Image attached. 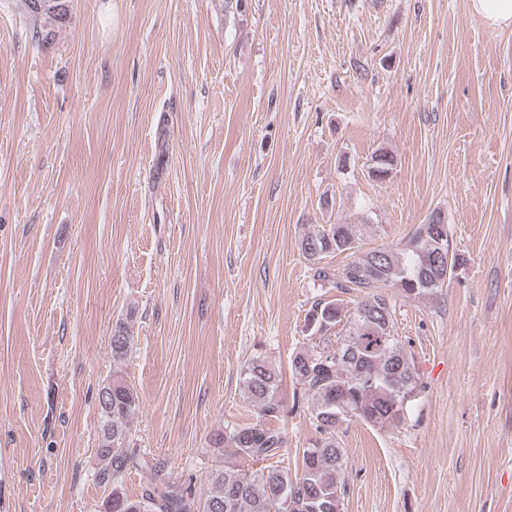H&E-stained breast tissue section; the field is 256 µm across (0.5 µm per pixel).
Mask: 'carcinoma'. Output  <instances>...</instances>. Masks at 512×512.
<instances>
[{
	"label": "carcinoma",
	"mask_w": 512,
	"mask_h": 512,
	"mask_svg": "<svg viewBox=\"0 0 512 512\" xmlns=\"http://www.w3.org/2000/svg\"><path fill=\"white\" fill-rule=\"evenodd\" d=\"M30 2L21 0V8L35 22L62 25L72 9V0H45L46 6L37 10ZM393 166L394 157L381 151L372 158L370 174L383 181ZM301 250L312 265L314 281L341 293L366 294L353 308L341 299L319 301L306 316L313 343L294 354L290 370L301 385L297 401L307 405L320 438L303 450L301 473L292 477L273 465L255 471L225 465L211 470V490L203 500L169 482L128 497L123 478L128 466L141 460L124 445L140 401L134 387L117 376L98 392V475L112 482L104 512H342L347 459L336 441V429L346 421L376 428L400 425L407 402L422 387L397 334L392 298L384 289L397 288L414 299L431 295L461 262L447 224H420L403 247L372 249L359 244L351 225L331 224L307 235ZM333 253L348 258L334 272L322 264ZM130 345V329L117 323L110 340L113 360H125ZM244 384L257 422L215 434L212 447L244 463L264 462L285 444L282 432L270 427L284 412L278 396L280 376L265 358L256 356L244 368Z\"/></svg>",
	"instance_id": "obj_1"
}]
</instances>
